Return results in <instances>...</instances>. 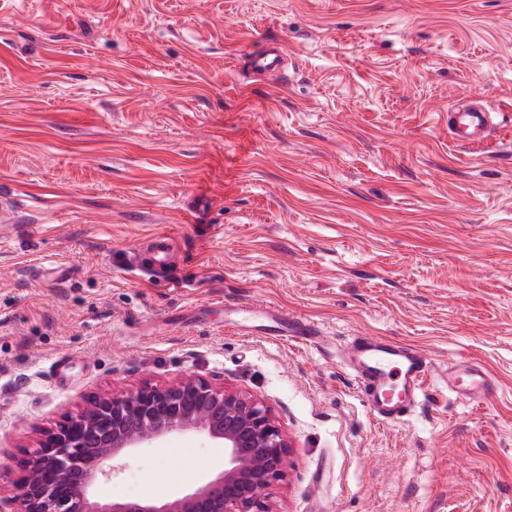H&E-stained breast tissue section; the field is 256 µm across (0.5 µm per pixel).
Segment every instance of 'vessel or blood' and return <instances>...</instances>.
I'll use <instances>...</instances> for the list:
<instances>
[{"mask_svg": "<svg viewBox=\"0 0 512 512\" xmlns=\"http://www.w3.org/2000/svg\"><path fill=\"white\" fill-rule=\"evenodd\" d=\"M287 61L284 46L274 40L252 57L251 67L259 73H272L283 70ZM493 126L494 114L483 106L448 109V129L458 145L483 142ZM262 313L272 322L270 335L303 342L317 335L310 323L277 308L266 307ZM347 365L365 395L370 412L383 421L400 419L420 404L432 370L430 359L417 347L372 336L355 337L347 353ZM448 389L469 400L489 398L493 391L490 379L477 368L467 370L464 376L449 378Z\"/></svg>", "mask_w": 512, "mask_h": 512, "instance_id": "b4317fda", "label": "vessel or blood"}]
</instances>
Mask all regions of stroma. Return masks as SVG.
<instances>
[{
  "mask_svg": "<svg viewBox=\"0 0 512 512\" xmlns=\"http://www.w3.org/2000/svg\"><path fill=\"white\" fill-rule=\"evenodd\" d=\"M271 40L288 68L254 74ZM458 102L495 111L483 143L451 142ZM0 201V464L91 397L194 376L272 409L277 512H512V0H0ZM356 336L430 359L401 420L369 413ZM460 358L491 400L449 394ZM223 467L173 433L95 493ZM257 311L275 323L270 326L271 336H286L290 339L310 341L317 336V330L308 322L294 316H288L274 307H259Z\"/></svg>",
  "mask_w": 512,
  "mask_h": 512,
  "instance_id": "1",
  "label": "stroma"
}]
</instances>
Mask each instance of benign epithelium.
I'll return each mask as SVG.
<instances>
[{
    "label": "benign epithelium",
    "instance_id": "1",
    "mask_svg": "<svg viewBox=\"0 0 512 512\" xmlns=\"http://www.w3.org/2000/svg\"><path fill=\"white\" fill-rule=\"evenodd\" d=\"M197 432L224 449V470L178 496L109 502L91 496L111 462L176 432ZM291 445L272 410L232 387L183 377L158 386L94 397L83 410L41 433L0 497V512H276L271 489L287 477Z\"/></svg>",
    "mask_w": 512,
    "mask_h": 512
}]
</instances>
